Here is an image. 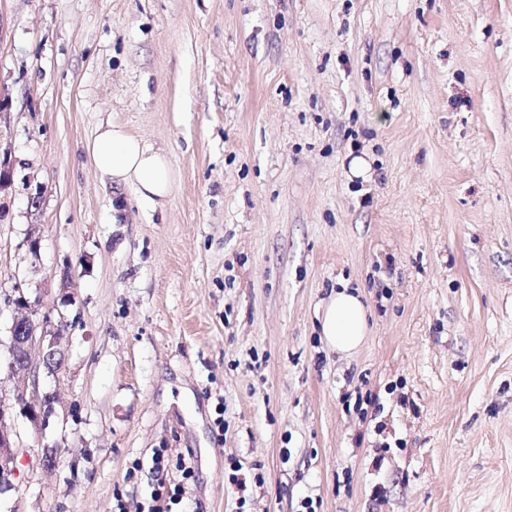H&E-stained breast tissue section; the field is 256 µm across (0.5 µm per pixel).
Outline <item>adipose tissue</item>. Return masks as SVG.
I'll return each instance as SVG.
<instances>
[{
  "mask_svg": "<svg viewBox=\"0 0 512 512\" xmlns=\"http://www.w3.org/2000/svg\"><path fill=\"white\" fill-rule=\"evenodd\" d=\"M102 179L135 189L140 198L166 200L173 187V171L165 154L152 150L119 124L100 128L86 147ZM369 308L359 289L341 285L332 291L320 316L326 345L340 354L356 351L368 334Z\"/></svg>",
  "mask_w": 512,
  "mask_h": 512,
  "instance_id": "obj_1",
  "label": "adipose tissue"
}]
</instances>
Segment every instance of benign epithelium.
I'll return each instance as SVG.
<instances>
[{
  "instance_id": "benign-epithelium-1",
  "label": "benign epithelium",
  "mask_w": 512,
  "mask_h": 512,
  "mask_svg": "<svg viewBox=\"0 0 512 512\" xmlns=\"http://www.w3.org/2000/svg\"><path fill=\"white\" fill-rule=\"evenodd\" d=\"M20 316L8 327L6 355L3 371L6 378L14 381L11 403L0 398V491L10 490L17 483V456L20 451L15 436L5 427L6 420L14 411L34 423L44 422L52 413L56 396L40 391L36 376L43 368L50 375L64 364V353L57 344L61 329L48 333L51 324L49 314L37 315L35 305L22 289L15 290L9 299Z\"/></svg>"
}]
</instances>
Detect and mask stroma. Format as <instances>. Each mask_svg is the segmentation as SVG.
<instances>
[{
    "instance_id": "stroma-1",
    "label": "stroma",
    "mask_w": 512,
    "mask_h": 512,
    "mask_svg": "<svg viewBox=\"0 0 512 512\" xmlns=\"http://www.w3.org/2000/svg\"><path fill=\"white\" fill-rule=\"evenodd\" d=\"M112 122L164 204L91 165ZM0 161V330L23 283L65 353L0 512H134L158 448L188 512L234 459L247 512H512V0H0ZM86 150L103 181L130 185L151 203L170 196L174 177L167 156L146 146L124 126L101 127ZM369 307L359 288L342 284L332 291L320 316L321 336L340 354L356 351L368 334Z\"/></svg>"
}]
</instances>
